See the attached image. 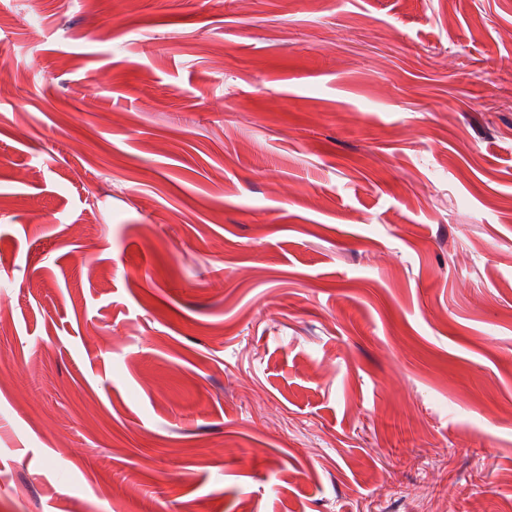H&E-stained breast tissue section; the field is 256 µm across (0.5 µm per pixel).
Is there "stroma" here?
<instances>
[{
    "label": "stroma",
    "instance_id": "obj_1",
    "mask_svg": "<svg viewBox=\"0 0 512 512\" xmlns=\"http://www.w3.org/2000/svg\"><path fill=\"white\" fill-rule=\"evenodd\" d=\"M0 19V512H506L512 0Z\"/></svg>",
    "mask_w": 512,
    "mask_h": 512
}]
</instances>
